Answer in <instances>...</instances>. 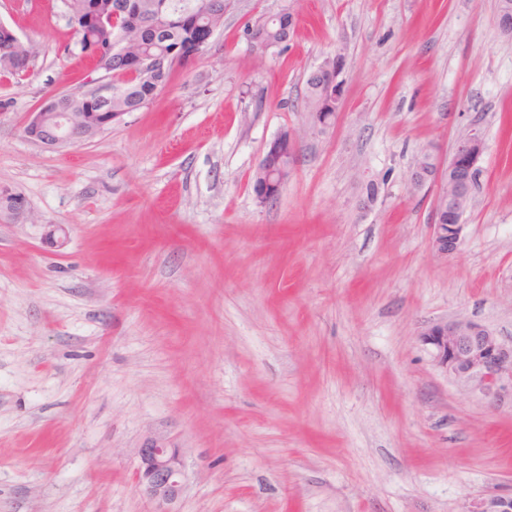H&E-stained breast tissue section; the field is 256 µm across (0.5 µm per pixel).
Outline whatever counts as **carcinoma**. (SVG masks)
<instances>
[{"label": "carcinoma", "mask_w": 512, "mask_h": 512, "mask_svg": "<svg viewBox=\"0 0 512 512\" xmlns=\"http://www.w3.org/2000/svg\"><path fill=\"white\" fill-rule=\"evenodd\" d=\"M207 0H130L128 12L116 18L105 16L100 26H92L77 36L74 46L84 56L99 66L106 61L112 67V110L137 112L141 104H149L157 92L165 87L173 74L169 66L146 81L125 77L124 60L109 55L111 42L122 34L127 45L135 47L146 56L160 55L177 47L191 45L200 39L197 23L205 18L203 11ZM294 26L291 14L277 18L262 17L247 26L249 41L259 48L288 41ZM330 81L326 78L306 82L305 108L313 122L328 126L336 107L329 95Z\"/></svg>", "instance_id": "carcinoma-1"}]
</instances>
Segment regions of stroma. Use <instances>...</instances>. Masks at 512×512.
<instances>
[{
    "mask_svg": "<svg viewBox=\"0 0 512 512\" xmlns=\"http://www.w3.org/2000/svg\"><path fill=\"white\" fill-rule=\"evenodd\" d=\"M287 45L248 24L281 11ZM34 52L0 82V512H152L150 437L184 452L176 512H466L512 495V404L490 407L422 333L512 341V37L498 0H224L204 54L140 111L47 149L23 127L85 84L61 0H0ZM342 57L335 123L305 81ZM479 125L462 243L431 247L407 174ZM286 129L281 194L252 176ZM379 187L367 199L368 182ZM66 236L53 244L49 225ZM294 26V19L290 13L277 18L261 17L246 28L249 41L259 48L287 42Z\"/></svg>",
    "mask_w": 512,
    "mask_h": 512,
    "instance_id": "obj_1",
    "label": "stroma"
}]
</instances>
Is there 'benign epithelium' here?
I'll list each match as a JSON object with an SVG mask.
<instances>
[{
	"instance_id": "1",
	"label": "benign epithelium",
	"mask_w": 512,
	"mask_h": 512,
	"mask_svg": "<svg viewBox=\"0 0 512 512\" xmlns=\"http://www.w3.org/2000/svg\"><path fill=\"white\" fill-rule=\"evenodd\" d=\"M112 72L106 70L105 83L81 94H63L46 99L28 113L25 136L45 148L73 146L89 140L123 120L125 113L112 111ZM97 104L100 111L89 116L88 105ZM296 134L286 130L271 143L258 169L266 184L282 188L286 183L283 160L296 151ZM485 150L482 129L471 126L453 144L445 175L426 183L436 188L431 238L433 250L449 255L462 242L463 224H442L440 218L449 206L463 215L472 203L477 175V162ZM25 212V201L18 195L0 193V211ZM423 340L436 351L439 364L462 387L479 394L488 404L498 406L512 402V343L501 339L487 326L468 318H452L432 323L422 333ZM139 466L136 473L138 492L154 507V512H174L173 505L184 490L185 468L181 449L162 439L150 437L137 448ZM466 512H512V495H489L472 502Z\"/></svg>"
}]
</instances>
